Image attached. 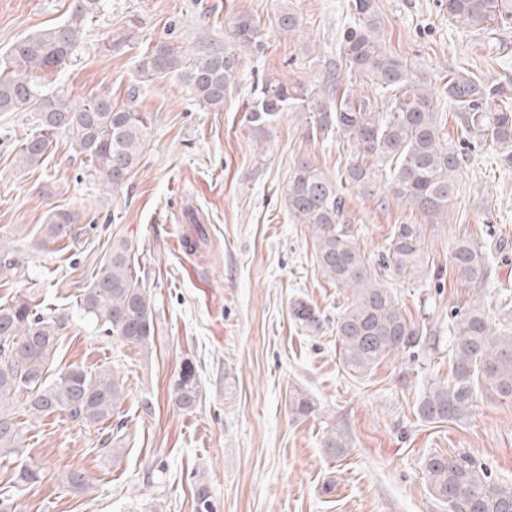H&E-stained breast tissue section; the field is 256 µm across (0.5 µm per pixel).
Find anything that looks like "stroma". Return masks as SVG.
I'll return each mask as SVG.
<instances>
[{"label": "stroma", "instance_id": "1", "mask_svg": "<svg viewBox=\"0 0 512 512\" xmlns=\"http://www.w3.org/2000/svg\"><path fill=\"white\" fill-rule=\"evenodd\" d=\"M302 17L310 57L280 33L282 2ZM72 0H0V72L17 40L62 21ZM387 47L432 86L466 68L496 84L512 80V24L484 33L451 26L442 0H375ZM247 11L263 25L262 46L243 63L242 82L223 111L205 112L185 77L141 79L137 62L156 42L193 51L224 40L227 13ZM348 0H102L80 49L59 67L38 73L42 92L72 100L111 96L153 117L142 158L127 184L106 188L84 155L59 137L43 164L15 162L19 140L35 126L30 112H0V238L19 249L27 272L0 284V303L38 295L68 317L55 364L108 367L125 383L119 417L128 439L121 464L102 443L112 422L79 425L55 413L24 424L31 458L45 478L15 501L17 512H194L197 474H205L217 512H448L426 489L423 461L466 452L497 481H512V405L483 400L464 423H427L416 414L425 386L448 377V321L471 295L453 278L448 254L473 237L493 254L481 302L497 317L512 306V168L490 143L465 142L455 117L444 140L465 163L448 220L431 224L418 275L386 276L399 307L429 325L434 344L415 357L383 361L366 380L343 369L336 321L348 289L321 274L313 239L292 223L284 191L302 158L338 176L351 159L343 134L312 138L297 112L273 126L251 123L244 110L262 79L313 84L335 58L351 21ZM136 96H129V88ZM358 246L380 262L392 227L422 222L398 199L347 188ZM78 213V241L39 246L49 209ZM203 215L196 226L190 214ZM205 239L197 249L189 240ZM127 238L134 269L152 294L157 331L149 354L103 336L78 301L113 237ZM313 307L318 324L302 328L293 307ZM197 366L201 399L192 412L169 393L184 360ZM301 389L315 415L292 413L289 393ZM344 434V456L324 447L327 430ZM81 471L86 493L72 494L62 475Z\"/></svg>", "mask_w": 512, "mask_h": 512}]
</instances>
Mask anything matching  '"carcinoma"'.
I'll use <instances>...</instances> for the list:
<instances>
[{
    "label": "carcinoma",
    "mask_w": 512,
    "mask_h": 512,
    "mask_svg": "<svg viewBox=\"0 0 512 512\" xmlns=\"http://www.w3.org/2000/svg\"><path fill=\"white\" fill-rule=\"evenodd\" d=\"M101 2L72 0L63 23L12 45L14 69L0 76V112L37 113L35 132L21 140L19 165L42 164L64 134L78 153L88 157L105 186L117 190L142 157L153 121L150 113L131 103L117 106L107 95L79 102L41 95L32 80L38 71L63 63ZM444 4L448 21L466 32H486L492 24L512 22V0H444ZM349 9L355 24L343 32L336 59L324 66L319 84L268 77L258 96L245 104V111L250 122L260 124H272L285 112H302L315 136L332 130L343 133L355 151L345 181L366 193L383 181L393 197L425 219L423 224L394 225L386 255L375 267L356 244L353 217L336 180L308 160L297 162L288 177V214L311 231L319 270L336 286L351 290L352 299L336 321V343L344 370L363 379L390 355H410L431 343L432 331L407 317L382 276L390 272L412 277L419 272L426 225L447 220L464 157L440 136L446 113L428 79L412 73L404 58L387 49L374 0H349ZM276 23L291 38L302 33L301 19L290 7L279 8ZM262 38L256 17L244 11L230 13L224 19V46L189 54L162 41L140 58L137 72L150 79L182 74L200 109L221 111L240 82L247 51L258 48ZM343 72L368 78L387 106L380 108L376 98L356 97L342 89ZM442 91L462 133L490 141L501 162L511 166L512 92L464 69L448 72ZM40 232L41 244L46 245L77 239L83 228L74 213L54 208ZM449 262L456 279L473 288L489 277V258L474 238L457 240ZM133 263L130 242H113L79 308L104 335L146 352L152 349L156 331L155 308L148 289L133 272ZM21 272L18 250L0 240V280ZM66 320L64 314L45 312L31 296L19 294L0 304V456L20 458L26 452L22 423L15 420L18 403L32 418L59 412L71 422L89 425L111 420L125 399L124 382L113 370L92 373L71 364L50 375ZM448 340L450 375L425 389L417 415L429 423L462 424L474 416L485 395L512 404V313L495 322L474 297L454 312ZM170 398L181 410L192 411L199 403L200 379L191 361L183 363ZM290 408L304 418L317 411L313 399L301 391L290 393ZM324 447L336 456L346 452V442L334 429L325 435ZM423 466L428 491L448 512H512V482L492 480L471 456L437 453L426 457ZM45 475V467L28 461L19 469L13 488L22 492ZM65 484L74 494L87 491L79 471L69 472ZM194 512H216L203 474L195 481Z\"/></svg>",
    "instance_id": "obj_1"
}]
</instances>
